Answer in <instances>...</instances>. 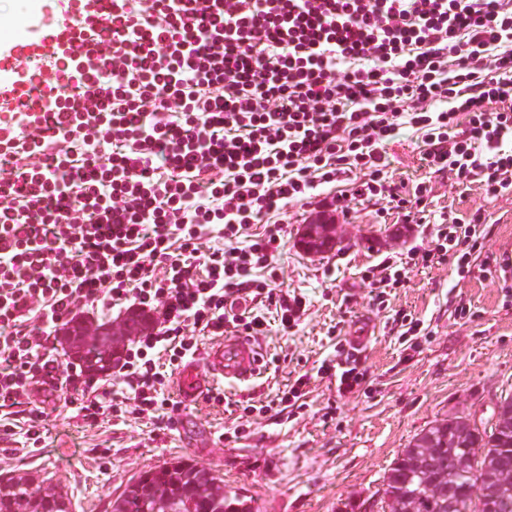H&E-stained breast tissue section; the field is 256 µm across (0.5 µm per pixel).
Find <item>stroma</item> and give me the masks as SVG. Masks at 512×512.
<instances>
[{
  "label": "stroma",
  "mask_w": 512,
  "mask_h": 512,
  "mask_svg": "<svg viewBox=\"0 0 512 512\" xmlns=\"http://www.w3.org/2000/svg\"><path fill=\"white\" fill-rule=\"evenodd\" d=\"M421 143L404 135L385 148L395 180L424 182L431 192L427 224H405L383 203L353 201L337 211V185L318 189L311 203H291L277 215L284 241L275 257L283 290L306 299L299 324L282 333L274 310L254 337L262 364L249 381L223 382V403L183 404L175 430L148 420L88 425L74 410L58 408L34 452L0 442V477L39 476L41 488L66 492L71 512H112L113 500L143 471L187 457L211 469L225 488L251 496L253 512H380L383 477L414 435L453 414L491 419L501 398L512 396V195L492 198L479 184L459 185L454 172L422 166ZM482 210L483 248L466 275L454 264L405 270L404 284L374 296L367 274L383 260L404 268L412 249L428 247L440 215L462 220ZM334 215L339 244L323 254L297 244L304 224L320 213ZM420 323L405 334L396 313ZM373 319L375 331L358 352L364 381L339 395L319 374L334 358L338 338L353 320ZM308 375L302 408L281 409L288 383ZM268 406L251 417L242 434L244 406Z\"/></svg>",
  "instance_id": "stroma-1"
}]
</instances>
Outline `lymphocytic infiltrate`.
Masks as SVG:
<instances>
[{
  "mask_svg": "<svg viewBox=\"0 0 512 512\" xmlns=\"http://www.w3.org/2000/svg\"><path fill=\"white\" fill-rule=\"evenodd\" d=\"M62 16L0 50V435L43 439L33 384L87 423L166 418L173 372L204 336L294 328L306 300L266 272L264 218L351 181L426 220L425 183L393 180L402 129L459 185L512 192V0H61ZM38 51L49 80L16 61ZM473 213L441 221L411 265H469ZM219 238L212 246L211 238ZM157 312L120 367L126 390L63 366L77 313Z\"/></svg>",
  "mask_w": 512,
  "mask_h": 512,
  "instance_id": "lymphocytic-infiltrate-1",
  "label": "lymphocytic infiltrate"
}]
</instances>
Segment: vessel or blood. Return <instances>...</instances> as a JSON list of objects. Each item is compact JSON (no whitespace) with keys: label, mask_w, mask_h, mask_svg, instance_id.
<instances>
[{"label":"vessel or blood","mask_w":512,"mask_h":512,"mask_svg":"<svg viewBox=\"0 0 512 512\" xmlns=\"http://www.w3.org/2000/svg\"><path fill=\"white\" fill-rule=\"evenodd\" d=\"M260 363L259 352L248 339H225L210 352L206 372H199L196 364L192 362L182 369L177 382L178 393L187 401L195 398L208 376L232 382L249 380L258 374Z\"/></svg>","instance_id":"vessel-or-blood-1"}]
</instances>
